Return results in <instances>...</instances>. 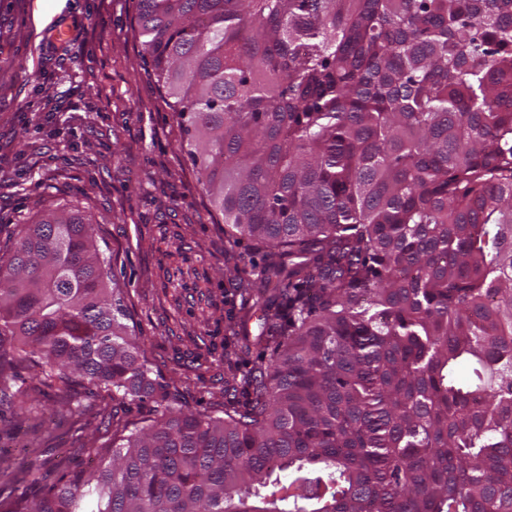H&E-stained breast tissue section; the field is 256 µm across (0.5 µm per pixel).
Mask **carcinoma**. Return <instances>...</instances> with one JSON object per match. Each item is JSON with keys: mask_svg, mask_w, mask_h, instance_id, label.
<instances>
[{"mask_svg": "<svg viewBox=\"0 0 512 512\" xmlns=\"http://www.w3.org/2000/svg\"><path fill=\"white\" fill-rule=\"evenodd\" d=\"M135 32L225 254H261L225 357L276 311L224 417L187 413L94 225H20L0 395L24 365L158 413L0 512H512V0H138Z\"/></svg>", "mask_w": 512, "mask_h": 512, "instance_id": "obj_1", "label": "carcinoma"}]
</instances>
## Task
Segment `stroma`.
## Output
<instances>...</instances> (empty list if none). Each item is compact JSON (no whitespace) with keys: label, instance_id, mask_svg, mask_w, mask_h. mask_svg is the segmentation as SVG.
Masks as SVG:
<instances>
[{"label":"stroma","instance_id":"stroma-1","mask_svg":"<svg viewBox=\"0 0 512 512\" xmlns=\"http://www.w3.org/2000/svg\"><path fill=\"white\" fill-rule=\"evenodd\" d=\"M136 10L137 0H0V247L58 205L95 224L151 379L184 410L219 416L224 330L240 298L225 276L224 226L146 72ZM66 17L75 34L50 49L45 33ZM111 419L95 390H33L22 409L1 402L0 493L30 459L44 485L86 470L84 449Z\"/></svg>","mask_w":512,"mask_h":512}]
</instances>
